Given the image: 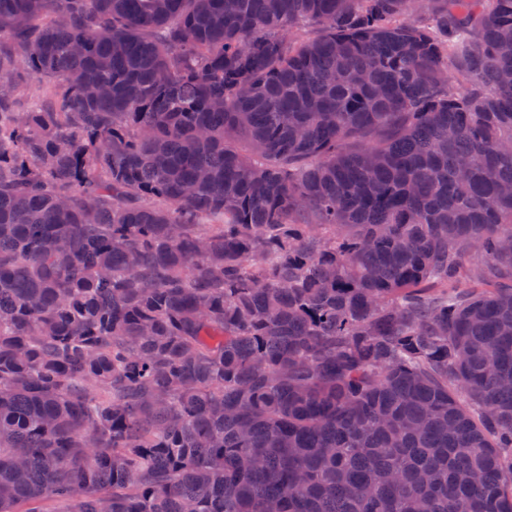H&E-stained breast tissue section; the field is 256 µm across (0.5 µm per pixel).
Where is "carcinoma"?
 <instances>
[{"label": "carcinoma", "mask_w": 512, "mask_h": 512, "mask_svg": "<svg viewBox=\"0 0 512 512\" xmlns=\"http://www.w3.org/2000/svg\"><path fill=\"white\" fill-rule=\"evenodd\" d=\"M4 37L0 512H512V0Z\"/></svg>", "instance_id": "cac0c4a2"}]
</instances>
